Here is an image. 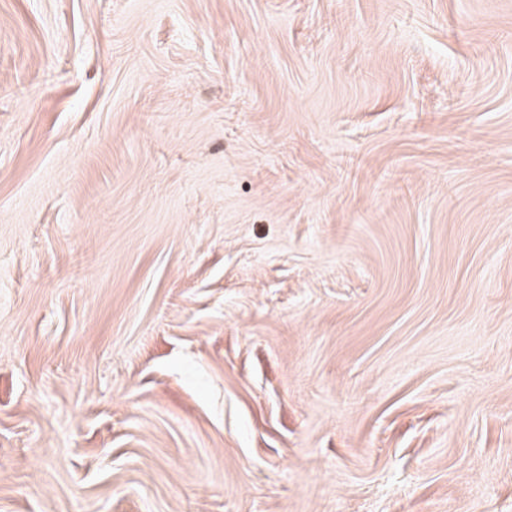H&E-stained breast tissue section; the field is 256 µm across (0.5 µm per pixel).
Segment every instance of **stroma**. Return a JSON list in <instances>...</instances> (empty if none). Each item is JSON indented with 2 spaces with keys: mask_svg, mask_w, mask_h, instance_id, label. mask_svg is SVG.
Returning a JSON list of instances; mask_svg holds the SVG:
<instances>
[{
  "mask_svg": "<svg viewBox=\"0 0 512 512\" xmlns=\"http://www.w3.org/2000/svg\"><path fill=\"white\" fill-rule=\"evenodd\" d=\"M0 512H512V0H0Z\"/></svg>",
  "mask_w": 512,
  "mask_h": 512,
  "instance_id": "stroma-1",
  "label": "stroma"
}]
</instances>
